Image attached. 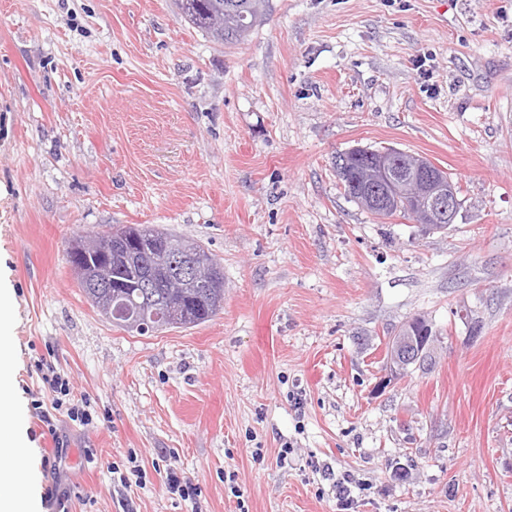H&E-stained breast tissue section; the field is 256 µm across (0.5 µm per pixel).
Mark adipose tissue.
Instances as JSON below:
<instances>
[{
    "label": "adipose tissue",
    "instance_id": "ef3b65f1",
    "mask_svg": "<svg viewBox=\"0 0 512 512\" xmlns=\"http://www.w3.org/2000/svg\"><path fill=\"white\" fill-rule=\"evenodd\" d=\"M9 304V293L0 289V512H35V502L18 488L17 461L11 451L19 416L9 403L11 372L6 336Z\"/></svg>",
    "mask_w": 512,
    "mask_h": 512
}]
</instances>
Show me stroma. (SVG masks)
<instances>
[{
    "label": "stroma",
    "mask_w": 512,
    "mask_h": 512,
    "mask_svg": "<svg viewBox=\"0 0 512 512\" xmlns=\"http://www.w3.org/2000/svg\"><path fill=\"white\" fill-rule=\"evenodd\" d=\"M355 146L447 171L454 223L361 208ZM123 224L201 242L222 310L113 325L65 244ZM0 286L39 512H338L346 474L350 512H512V0H271L228 45L177 0H0ZM418 315L432 358L390 378ZM41 358L91 423L34 414Z\"/></svg>",
    "instance_id": "35a3bbf8"
}]
</instances>
